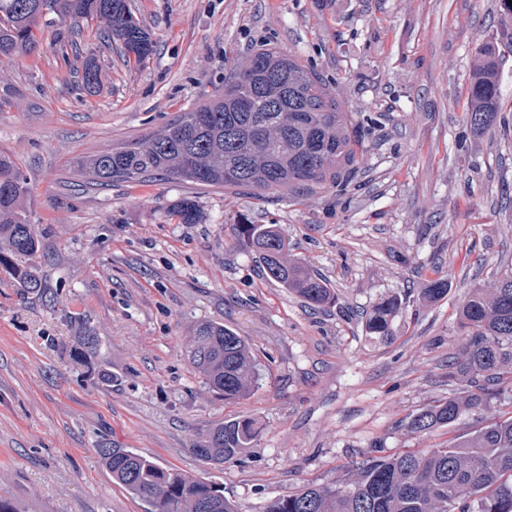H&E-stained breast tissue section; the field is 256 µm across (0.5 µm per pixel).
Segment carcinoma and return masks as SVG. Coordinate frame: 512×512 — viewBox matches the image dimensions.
Listing matches in <instances>:
<instances>
[{"label": "carcinoma", "mask_w": 512, "mask_h": 512, "mask_svg": "<svg viewBox=\"0 0 512 512\" xmlns=\"http://www.w3.org/2000/svg\"><path fill=\"white\" fill-rule=\"evenodd\" d=\"M76 24H104L121 43L126 61L141 65L155 48L128 0H0V60L33 55L39 21L47 15ZM512 51V33L475 55L468 85L465 135L481 137L500 121L499 61ZM101 65L83 64L81 87L99 90ZM357 116L327 91L320 74L299 58L265 49L238 67L224 92L180 113L149 138L77 162L96 183L146 182L159 172L204 186L290 192L339 187L356 170ZM27 178L0 158V266L13 271L22 293L44 295L38 270L20 268L15 257L32 256L43 233L28 219L22 200ZM174 214L197 224L196 201L182 199ZM238 237L261 262L263 273L313 307L336 303L326 279L287 258L288 242L274 224H238ZM405 297L380 302L366 321L369 333L387 336ZM461 352L448 360V378L467 388L411 417L408 428L428 434L453 426L463 415L489 409L512 388V267L491 288H473L460 309ZM191 364L226 401L246 397L259 373L249 345L205 320L194 330ZM257 435L248 419H230L204 436L195 453L214 462L234 460ZM98 453L120 485L148 505L147 512H239L228 489L163 467L130 448L102 445ZM262 512H512V411L480 418L475 430L436 448L381 454L370 449L351 465V476L334 485L308 484L266 502Z\"/></svg>", "instance_id": "carcinoma-1"}]
</instances>
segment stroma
<instances>
[{
    "instance_id": "35a3bbf8",
    "label": "stroma",
    "mask_w": 512,
    "mask_h": 512,
    "mask_svg": "<svg viewBox=\"0 0 512 512\" xmlns=\"http://www.w3.org/2000/svg\"><path fill=\"white\" fill-rule=\"evenodd\" d=\"M151 30L146 64L95 27L42 19L41 49L0 63V157L26 176L23 205L43 230L30 262L56 299L24 295L0 268V497L20 512H145L116 483L100 444L131 448L233 492L240 512L307 484L347 478L378 445L433 448L470 431L412 433L407 422L461 392L448 357L468 288L512 265V52L500 62L498 125L464 137L476 51L512 18L496 0H130ZM291 53L320 73L346 111L376 117L344 191L205 187L165 175L97 185L79 158L145 139L222 92L255 51ZM95 55L102 84L80 90ZM198 202L181 223L174 205ZM278 224L288 254L338 302L314 310L263 276L238 224ZM444 276L448 292L425 296ZM410 297L389 337L365 316ZM216 320L260 369L247 398L218 397L191 367L192 330ZM93 334L98 352L76 354ZM109 380H102L101 372ZM229 419L259 429L236 460L195 443Z\"/></svg>"
}]
</instances>
